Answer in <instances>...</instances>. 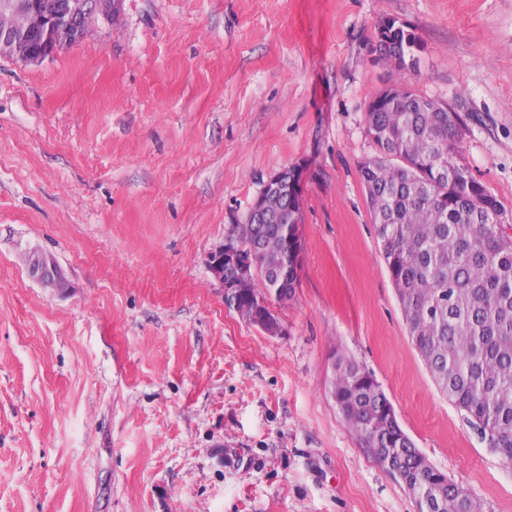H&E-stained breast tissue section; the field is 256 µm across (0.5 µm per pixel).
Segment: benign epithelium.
<instances>
[{
  "instance_id": "7a95c632",
  "label": "benign epithelium",
  "mask_w": 512,
  "mask_h": 512,
  "mask_svg": "<svg viewBox=\"0 0 512 512\" xmlns=\"http://www.w3.org/2000/svg\"><path fill=\"white\" fill-rule=\"evenodd\" d=\"M123 0H0V13L19 23L0 28V56L25 64H35L56 54L68 43L83 38L102 23H110L122 11ZM278 197L286 210L301 211V171L285 168L264 184L252 203L245 223L266 224L273 220L266 211V199ZM26 266L30 279L41 286L52 284L61 290L66 279L56 261L39 249L29 250ZM210 272L224 287V296L233 307L244 296L251 312L242 319L267 335L282 332V325L271 309L274 301L288 300V289L281 287L279 273L258 287L259 267L254 250L241 237L231 236L217 247L210 258Z\"/></svg>"
}]
</instances>
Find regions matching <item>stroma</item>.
<instances>
[{
	"label": "stroma",
	"mask_w": 512,
	"mask_h": 512,
	"mask_svg": "<svg viewBox=\"0 0 512 512\" xmlns=\"http://www.w3.org/2000/svg\"><path fill=\"white\" fill-rule=\"evenodd\" d=\"M386 17L415 67L372 61ZM395 84L457 113L459 162L512 228V0H124L41 63L0 57V512H415L331 396L341 355L512 512V465L411 342L360 179L367 104ZM291 166L299 284L269 336L209 260ZM33 247L65 291L27 276ZM417 36L408 28L399 27L393 35L392 52L397 56V67L402 70L414 67L417 60L414 54V46Z\"/></svg>",
	"instance_id": "obj_1"
}]
</instances>
